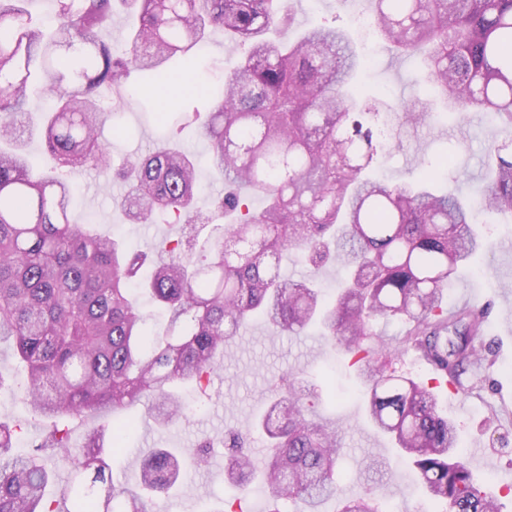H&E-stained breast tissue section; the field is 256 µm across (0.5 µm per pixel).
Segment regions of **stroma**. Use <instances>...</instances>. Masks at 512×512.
I'll return each mask as SVG.
<instances>
[{
  "instance_id": "stroma-1",
  "label": "stroma",
  "mask_w": 512,
  "mask_h": 512,
  "mask_svg": "<svg viewBox=\"0 0 512 512\" xmlns=\"http://www.w3.org/2000/svg\"><path fill=\"white\" fill-rule=\"evenodd\" d=\"M294 26L279 32L294 37L297 28L311 23L344 26L348 16L338 0H282ZM365 64L358 76L364 96L389 103L424 97L416 60L395 55L381 41L365 45ZM237 55L224 42L222 32H210L195 55L176 62L161 78L132 75L128 83L113 91L105 105L112 112L103 127L102 138L110 144L114 161H122L161 145L167 130L180 134L198 160L196 206L208 211L213 196L224 184L213 167L208 143L197 125H183L186 112H209L214 92L224 85V72ZM150 83L149 102H141L138 87ZM512 138V125L489 118L482 112H466L455 118L438 119L436 124L396 128V146L379 172L381 178L401 183L421 176L433 178L437 187L454 190L465 199L476 197L485 179L483 165L488 146ZM122 184L105 179L98 170L85 169L74 181V223L95 221L122 240L128 251L145 249L157 239L177 238L180 225L171 221L133 224L123 214ZM478 229L486 241L459 278L449 285V308L470 304L481 310L488 324L480 343L489 364L472 366L471 387L439 389V404L459 429V449L474 474L489 489L500 491L503 478L512 479V315L504 301L512 299V223H502L497 214L481 212ZM283 277L316 281L325 292H335L344 272L328 263L307 266L295 258L282 259ZM296 374L317 386L321 399L308 411L311 419L328 427L343 426L345 455L336 471L340 497L357 498L375 489L385 506L394 512H436V504L419 485L409 462L399 459L391 442L368 421L360 388L349 356L333 351L324 336L312 330L306 334L278 335L261 317L248 321L224 350V365L212 376L206 396L192 393L187 409L177 424L161 428L146 407L130 410L134 421L131 449L113 452V477L131 491H139L143 457L155 448L188 450L205 438L211 439L207 464L194 465L185 458L183 483L157 497L158 512H203L205 507L236 499L233 487L224 481L228 453L224 433L244 428L269 408L271 387L287 374ZM16 365L9 346H0V413L23 424L22 447L45 431L27 400L15 384ZM340 497L324 501L320 512H339Z\"/></svg>"
}]
</instances>
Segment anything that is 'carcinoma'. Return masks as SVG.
Returning <instances> with one entry per match:
<instances>
[{"instance_id":"cac0c4a2","label":"carcinoma","mask_w":512,"mask_h":512,"mask_svg":"<svg viewBox=\"0 0 512 512\" xmlns=\"http://www.w3.org/2000/svg\"><path fill=\"white\" fill-rule=\"evenodd\" d=\"M24 2L0 0V343L11 344L25 371L21 389L51 431L17 453L19 425L0 419V512H153L152 495L178 483L180 461L155 448L142 463L141 492L115 484L105 450L132 429L122 409L145 405L157 425L176 424L185 412L177 388L206 391L225 345L257 310L279 332L317 325L351 356L366 412L445 512H500L458 453L457 426L438 409L435 386L387 373L392 356L413 351L432 375L461 388L468 367L485 359L483 316L467 305L450 314L444 301L483 247L473 206L424 178L389 184L368 174L393 145L381 115L425 124L426 106L362 97L354 77L364 57L341 27L270 38L293 23L281 0H132L137 24L129 48L115 54L101 37L114 0H53L52 31ZM370 19L400 55L420 60L444 108L512 123V0H372ZM213 29L244 49L203 128L230 191L210 215L194 211L195 160L168 148L129 161L122 198L139 224L174 214L189 226L213 225L211 234L129 253L99 227L71 223L73 178L111 166L99 138L104 99L134 71L163 74ZM33 94L55 102L43 130L54 175L34 174L23 149ZM485 169L480 209L512 220V139L489 147ZM247 190L263 196L262 207L248 206ZM290 249L314 266L332 257L346 270L332 303L311 282L280 277ZM136 288L165 307L164 332H145ZM379 318L409 329L396 345L380 344ZM313 394L294 374L281 377L256 423L269 441L262 460L245 447L248 433L228 432L224 481L245 495L261 475L269 512L288 500L318 512L339 492L343 429L306 418ZM95 417L102 423L71 446L64 424ZM44 448L68 474L55 500L46 497L57 474L41 463ZM340 512H382L381 498L371 490Z\"/></svg>"}]
</instances>
